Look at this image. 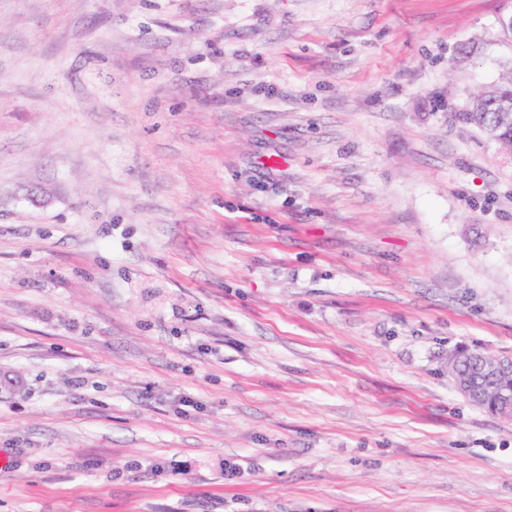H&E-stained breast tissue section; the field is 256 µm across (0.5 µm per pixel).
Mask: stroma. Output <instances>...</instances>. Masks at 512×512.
<instances>
[{"mask_svg": "<svg viewBox=\"0 0 512 512\" xmlns=\"http://www.w3.org/2000/svg\"><path fill=\"white\" fill-rule=\"evenodd\" d=\"M512 0H0V512H512ZM512 93V72L503 84L474 97L471 112L463 113V119L480 128L487 137L508 154H512V101L500 98ZM497 358H503L500 356L488 355L481 352H465V351H457L453 352L448 356V362H451L455 368H459L464 372L473 371L477 364L484 360H494ZM512 368V360L508 363L503 360L497 359L495 363L492 365H488L484 368L486 373H495L503 368ZM478 382L479 394L470 401L492 414L504 416L500 413L498 392L512 390V371L482 377Z\"/></svg>", "mask_w": 512, "mask_h": 512, "instance_id": "stroma-1", "label": "stroma"}]
</instances>
